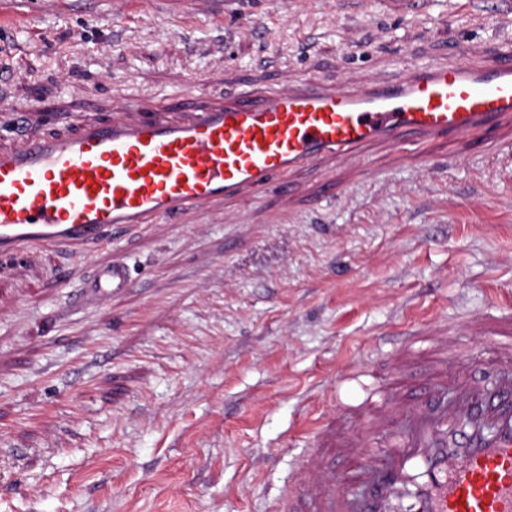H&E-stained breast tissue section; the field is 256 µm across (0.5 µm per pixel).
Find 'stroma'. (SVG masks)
<instances>
[{"label":"stroma","mask_w":512,"mask_h":512,"mask_svg":"<svg viewBox=\"0 0 512 512\" xmlns=\"http://www.w3.org/2000/svg\"><path fill=\"white\" fill-rule=\"evenodd\" d=\"M508 40L512 0H0V147L113 117L119 95L164 107L192 76L221 97ZM502 139L374 143L108 246L0 260V512H274L344 367L385 368L421 328L487 359L477 321L512 311ZM115 258L130 289L80 298Z\"/></svg>","instance_id":"stroma-1"}]
</instances>
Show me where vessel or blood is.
Segmentation results:
<instances>
[{
	"instance_id": "vessel-or-blood-1",
	"label": "vessel or blood",
	"mask_w": 512,
	"mask_h": 512,
	"mask_svg": "<svg viewBox=\"0 0 512 512\" xmlns=\"http://www.w3.org/2000/svg\"><path fill=\"white\" fill-rule=\"evenodd\" d=\"M198 91L194 81L181 90L194 101L181 121L128 118L126 102L123 116L73 135L0 149V254L105 245L119 229L264 192L370 142L407 149L512 126V44L491 63L417 62L358 83L297 79L222 103L197 101ZM130 284L118 260L96 267L85 292L102 300ZM480 327L494 353L479 371L468 372L448 333L419 331L400 337L391 382L340 416L313 418L308 463L282 512H512V313ZM336 457L346 462L337 474Z\"/></svg>"
}]
</instances>
